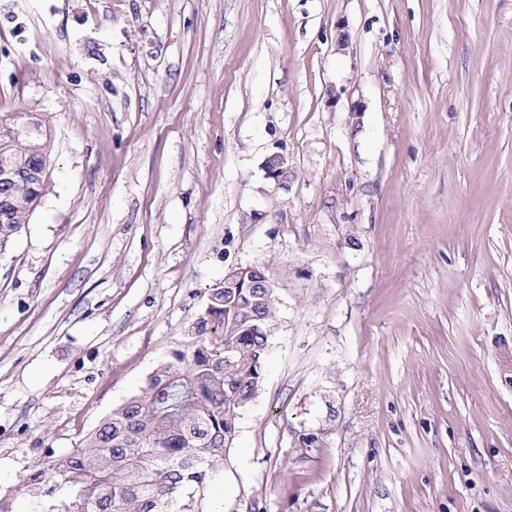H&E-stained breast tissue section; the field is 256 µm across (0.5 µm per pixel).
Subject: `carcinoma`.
<instances>
[{
	"instance_id": "1",
	"label": "carcinoma",
	"mask_w": 512,
	"mask_h": 512,
	"mask_svg": "<svg viewBox=\"0 0 512 512\" xmlns=\"http://www.w3.org/2000/svg\"><path fill=\"white\" fill-rule=\"evenodd\" d=\"M19 114L0 115V156L32 169L51 166L43 122L19 126ZM34 184L18 181L19 202L0 222V251L13 242L33 210ZM247 300L214 288L184 346L149 376L140 393L112 410L66 456L30 475L27 486L45 499L41 512H204L213 473L224 464L235 432L230 418L262 381L268 336L228 315ZM67 494L55 497L56 490Z\"/></svg>"
}]
</instances>
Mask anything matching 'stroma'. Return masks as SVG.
<instances>
[{"label": "stroma", "instance_id": "1", "mask_svg": "<svg viewBox=\"0 0 512 512\" xmlns=\"http://www.w3.org/2000/svg\"><path fill=\"white\" fill-rule=\"evenodd\" d=\"M5 112L53 146L0 255L14 512L248 264L223 512H512V0H0ZM266 178L272 180L276 185H281L288 180L291 168L288 160L281 154H272L264 162Z\"/></svg>", "mask_w": 512, "mask_h": 512}]
</instances>
